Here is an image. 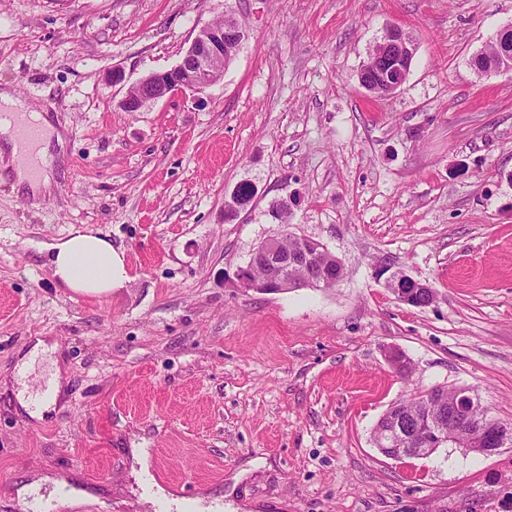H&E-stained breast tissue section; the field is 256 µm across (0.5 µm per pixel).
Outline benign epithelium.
<instances>
[{"label":"benign epithelium","mask_w":512,"mask_h":512,"mask_svg":"<svg viewBox=\"0 0 512 512\" xmlns=\"http://www.w3.org/2000/svg\"><path fill=\"white\" fill-rule=\"evenodd\" d=\"M244 38L241 27L224 23L202 27L182 59L174 67L155 72L142 79L130 90L122 102L128 112L139 111L146 103L160 100L174 92L190 91L202 95L224 77V70L212 66L215 57L232 60ZM378 50L360 69V85L370 94L393 95L406 82L416 45L410 35L398 26L387 28L377 43ZM512 71V55L501 53L487 66L478 71ZM342 272L340 258L329 251L321 241L295 237L290 250L281 248L279 238L263 241L251 253L246 265L239 267L236 280L240 287L261 293H282L294 288H325L330 276L326 271ZM378 276L385 277V286L396 299L414 307H428L438 299L437 291L427 282L407 275L390 265L379 267ZM478 404L469 390H455L452 410H443L433 417L412 415L407 409L390 407L382 419L388 425L380 453L390 458V447L412 448L415 458H427L443 445L453 442L469 452L490 455L512 444V427L496 424L492 434L472 426L471 414ZM458 424L456 433L448 434V415Z\"/></svg>","instance_id":"obj_1"}]
</instances>
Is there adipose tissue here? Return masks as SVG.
<instances>
[{
	"label": "adipose tissue",
	"mask_w": 512,
	"mask_h": 512,
	"mask_svg": "<svg viewBox=\"0 0 512 512\" xmlns=\"http://www.w3.org/2000/svg\"><path fill=\"white\" fill-rule=\"evenodd\" d=\"M0 107L25 114L36 121L40 139L35 154L37 166L25 165L28 152L10 124L0 122V162L10 166L16 187L32 195L50 193L48 175L55 156L51 146H64L63 134L50 119L13 90L0 88ZM48 266L53 278L71 291L90 296H103L124 287L129 280L126 255L113 247L111 241L90 229L71 232L49 248Z\"/></svg>",
	"instance_id": "obj_1"
}]
</instances>
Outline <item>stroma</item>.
<instances>
[{"label":"stroma","instance_id":"obj_1","mask_svg":"<svg viewBox=\"0 0 512 512\" xmlns=\"http://www.w3.org/2000/svg\"><path fill=\"white\" fill-rule=\"evenodd\" d=\"M228 13L245 38L204 102L121 108ZM393 24L417 52L396 94L371 97L358 74ZM509 26L512 0H0V86L66 134L52 195L0 168V512L60 481L56 512H154L138 505L148 470L223 512H512V446L395 460L373 444L392 404L438 386L512 421V72L470 65ZM242 182L256 196L225 221ZM287 196L284 226L269 210ZM84 228L126 253L111 295L46 264ZM286 231L325 244L343 279L239 287ZM384 264L437 303L397 301ZM39 339L54 351L29 391L66 372L41 419L15 378Z\"/></svg>","mask_w":512,"mask_h":512}]
</instances>
